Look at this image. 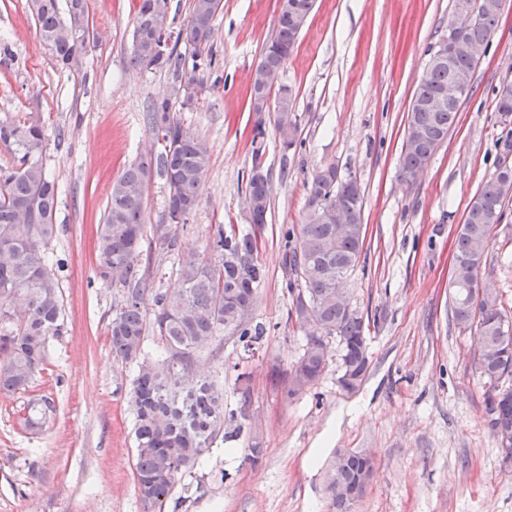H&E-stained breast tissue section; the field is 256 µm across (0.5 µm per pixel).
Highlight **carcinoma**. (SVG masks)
Instances as JSON below:
<instances>
[{
  "mask_svg": "<svg viewBox=\"0 0 512 512\" xmlns=\"http://www.w3.org/2000/svg\"><path fill=\"white\" fill-rule=\"evenodd\" d=\"M36 36L58 67L88 52L87 0H31ZM315 0H285L276 19L274 36L265 44L255 76L278 71L291 55L299 35L297 19L308 20ZM168 0H139L135 14L130 60L155 69L198 70L197 56L186 57L177 45L197 47L213 33L221 0H193L186 38L172 36L159 19L158 7ZM455 13L469 12L462 29L466 40L489 44L499 21L496 0H453ZM172 48L157 50L161 40ZM477 61L457 54L451 66L428 64V75L412 104L432 100L448 86V68L473 72ZM153 104L150 122L163 141V150L129 165L113 182L99 225L95 275L121 289L122 300L108 326L112 355L137 367L130 391L134 411L135 468L138 492L145 512H164L165 502L182 476L195 468L205 449L217 441L238 436L224 431V389L214 381L189 375L195 353L207 349L223 334L237 337L249 349L264 330L244 316L253 309L256 291L266 278L258 260L259 234L271 207L267 184L247 175L245 204L254 216L250 230L219 224L209 230L200 253L181 252L179 229L202 201V187L210 168L206 141L171 115V97ZM290 88H278L273 107L252 106L255 112L250 169L265 167V117L273 111L284 150L302 145ZM460 106L449 102L437 110L408 113L399 176L408 182L422 171L458 120ZM46 135L36 121L0 120V148L12 163L0 166V392L29 388L43 370L49 343L66 333L58 278L46 253L55 234L54 216L61 187L43 163ZM164 179L167 198L162 223L145 224L146 189L152 175ZM348 198L342 216L345 232L336 234V201ZM512 199V167L498 164L495 173L470 200L456 236V274L451 281L453 318L473 331L480 347L478 369L483 380L491 428L512 459V389L501 381L512 378V308L492 288L478 290L472 283L485 269V253L494 225L502 220L505 202ZM305 214L285 234L283 265L288 270L292 296L290 314L304 332L303 352L287 373L286 394L293 397L310 388L329 359L330 340L343 344L341 365L351 370L353 385L362 384L368 367L363 346L362 316L356 308L336 302V279L347 278L363 252L364 198L357 179L342 177L334 166L318 171L308 185ZM161 255L178 258L182 288L168 294L153 287L138 257L144 240ZM153 296V317H147L145 299ZM153 335L166 346L161 360L148 358L146 339ZM53 411L52 402L28 405L26 422L36 425ZM373 462L356 450L334 456L324 477V492L334 512H348L339 488L357 483Z\"/></svg>",
  "mask_w": 512,
  "mask_h": 512,
  "instance_id": "1",
  "label": "carcinoma"
}]
</instances>
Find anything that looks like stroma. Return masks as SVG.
Instances as JSON below:
<instances>
[{
  "mask_svg": "<svg viewBox=\"0 0 512 512\" xmlns=\"http://www.w3.org/2000/svg\"><path fill=\"white\" fill-rule=\"evenodd\" d=\"M137 5L88 0L90 44L74 72L40 45L29 0H0V120L39 121L47 137L43 161L63 190L48 248L67 323L27 392H0V512H144L135 367L114 359L108 339L121 291L94 265L111 185L161 151L148 114L173 87L194 88L192 100L172 97L171 112L211 149L183 252L201 250L211 225L248 227L250 76L278 0H223L196 71L131 63ZM454 21L452 0H316L280 75L296 97L302 147L283 150L265 115L272 204L252 316L266 333L250 353L220 338L194 356V371L223 385L226 427L240 435L205 450L165 512H331L324 471L342 448L374 460L350 512H512V469L491 429L477 338L456 325L449 289L466 207L500 159L512 163V118L495 110L498 87L512 82V0H502L456 126L413 183L399 177L415 89ZM330 165L364 194L365 245L346 288L365 318L369 369L358 389L343 390L331 346L315 385L290 398L282 375L305 340L289 318L284 233L301 223L315 171ZM485 277L512 305V201L491 230ZM41 398L54 411L28 427L27 405Z\"/></svg>",
  "mask_w": 512,
  "mask_h": 512,
  "instance_id": "stroma-1",
  "label": "stroma"
}]
</instances>
